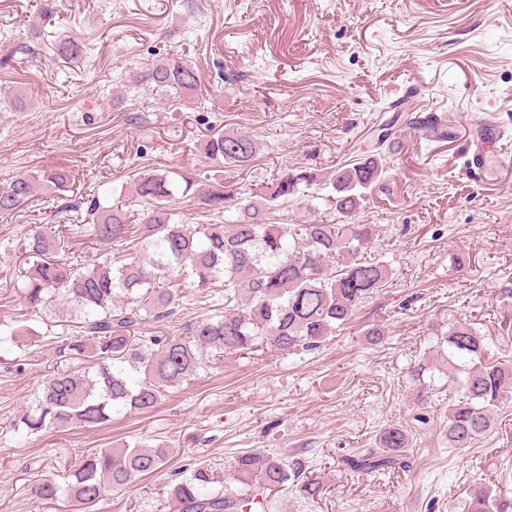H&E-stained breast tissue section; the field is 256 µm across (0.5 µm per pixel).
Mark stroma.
Segmentation results:
<instances>
[{"label": "stroma", "mask_w": 512, "mask_h": 512, "mask_svg": "<svg viewBox=\"0 0 512 512\" xmlns=\"http://www.w3.org/2000/svg\"><path fill=\"white\" fill-rule=\"evenodd\" d=\"M64 40L78 45L75 58L58 56ZM167 59L191 64L200 90L176 101L142 81ZM430 112L448 118L446 138L411 125ZM478 118L504 136L488 149L489 169L474 174L465 147ZM390 121V190L372 194L361 218L379 230L370 258L392 276L318 350L233 355L153 411L29 437L14 425L46 374L67 367L58 347L77 318L63 302L31 315L33 335L0 347V512H78L66 500L40 503L32 485L83 451L125 441L175 454L96 512H178L172 480L204 463L224 481L252 451L300 462L322 484L310 499L285 484L256 512H463L475 486L504 477L512 492V401L472 448H450L454 394L440 341L450 323L470 322L498 336L495 358L512 361V339L501 337L512 329V167L501 164L512 160V0H0V185L53 167L72 175L70 197L0 216V321L22 310L15 288L32 230L60 237L70 261L109 252L72 200L136 212L130 172H213L203 141L234 131L256 140L258 158L222 169L225 184L311 172L316 185L284 204L279 221L327 222L332 174L370 156ZM213 309L185 300L139 333L172 336ZM371 324L385 330L380 343L365 336ZM423 361L418 384L408 371ZM390 426L409 434L408 468L350 470L346 458L377 447Z\"/></svg>", "instance_id": "stroma-1"}]
</instances>
